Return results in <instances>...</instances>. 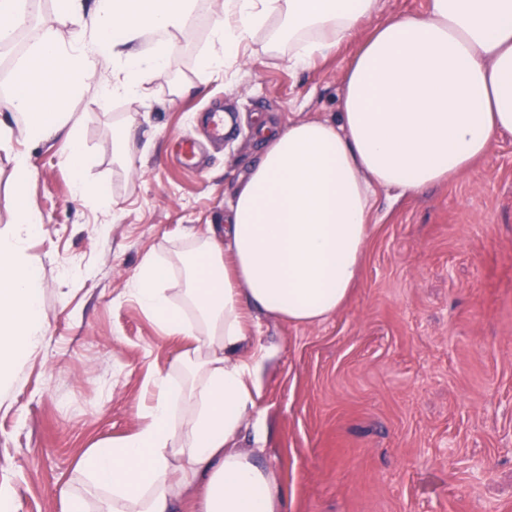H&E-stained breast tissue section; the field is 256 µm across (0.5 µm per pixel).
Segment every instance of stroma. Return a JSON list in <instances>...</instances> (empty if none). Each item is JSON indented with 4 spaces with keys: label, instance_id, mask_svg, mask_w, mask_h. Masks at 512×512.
<instances>
[{
    "label": "stroma",
    "instance_id": "35a3bbf8",
    "mask_svg": "<svg viewBox=\"0 0 512 512\" xmlns=\"http://www.w3.org/2000/svg\"><path fill=\"white\" fill-rule=\"evenodd\" d=\"M213 48L204 6L146 96L105 104L97 81L74 88L85 178L115 207L73 197L68 130L17 144L36 167L28 202L43 224L29 253L48 327L0 402V482L18 512H63L66 482L94 496L79 458L138 426L150 374L183 349L128 280L149 254L184 249L187 226L223 223L262 150L255 115L337 112L356 44L293 68L259 31L219 75L201 67ZM211 109L230 113L234 135L209 145L202 170H183L173 144L201 138ZM129 120L125 162L112 139ZM373 213L360 279L336 314L312 326L254 318L270 356L237 445L287 485L288 512H512V135L421 195L379 194Z\"/></svg>",
    "mask_w": 512,
    "mask_h": 512
}]
</instances>
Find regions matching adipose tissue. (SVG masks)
Listing matches in <instances>:
<instances>
[{
	"label": "adipose tissue",
	"instance_id": "obj_1",
	"mask_svg": "<svg viewBox=\"0 0 512 512\" xmlns=\"http://www.w3.org/2000/svg\"><path fill=\"white\" fill-rule=\"evenodd\" d=\"M216 51L204 67L223 72L242 43L266 30L288 64L309 66L356 39L379 0H211ZM76 24L93 19L92 42L37 28L30 55L0 105L12 126L0 150L13 162L14 221L0 231V393L21 383L22 361L45 342L42 275L28 254L41 232L28 204L35 168L17 140L44 141L71 122L72 84L102 81V99L136 98L163 70L197 0H62ZM150 40L151 50H137ZM341 84L336 119L258 124L259 159L238 183L223 228L188 227L178 256L154 253L127 292L166 336L188 339L168 372L149 379L151 401L131 433L79 463L99 512H286L288 491L235 442L256 407L267 352L250 322L264 313L313 325L338 312L356 283L376 194L415 196L484 159L512 133V0H428L421 15L393 14L363 39ZM182 303L168 290L176 275Z\"/></svg>",
	"mask_w": 512,
	"mask_h": 512
}]
</instances>
